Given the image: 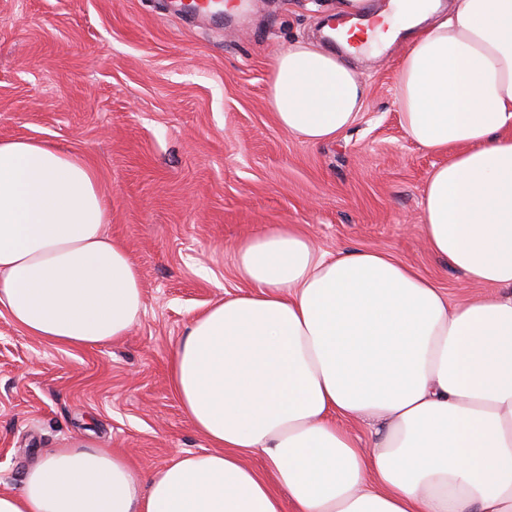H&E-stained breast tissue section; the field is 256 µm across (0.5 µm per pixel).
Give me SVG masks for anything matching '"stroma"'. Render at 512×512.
<instances>
[{"instance_id": "obj_1", "label": "stroma", "mask_w": 512, "mask_h": 512, "mask_svg": "<svg viewBox=\"0 0 512 512\" xmlns=\"http://www.w3.org/2000/svg\"><path fill=\"white\" fill-rule=\"evenodd\" d=\"M237 14L172 0H0V139H44L83 157L109 206L107 232L140 268L145 311L122 340L67 349L0 315V492L80 437L141 477L206 449L168 378L187 323L239 293L234 252L295 224L320 249H379L447 291L472 287L420 233L437 157L410 143L394 104L401 33L350 63L366 103L340 138L308 145L269 107L274 60L316 41L336 0H248Z\"/></svg>"}]
</instances>
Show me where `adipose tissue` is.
I'll return each mask as SVG.
<instances>
[{"mask_svg": "<svg viewBox=\"0 0 512 512\" xmlns=\"http://www.w3.org/2000/svg\"><path fill=\"white\" fill-rule=\"evenodd\" d=\"M403 29L401 126L441 159L421 233L485 294L451 301L383 251L325 252L292 224L244 238L246 290L195 314L169 361L209 450L144 480L73 439L0 492V512H512V0L448 13L392 0L368 48ZM365 98L315 43L275 59L274 118L306 144L341 137ZM108 221L82 159L0 140V308L28 335L88 349L139 322L141 274ZM349 420L369 428L370 450Z\"/></svg>", "mask_w": 512, "mask_h": 512, "instance_id": "ef3b65f1", "label": "adipose tissue"}]
</instances>
